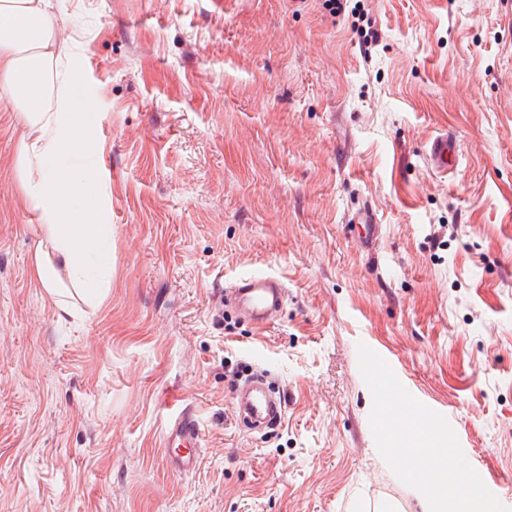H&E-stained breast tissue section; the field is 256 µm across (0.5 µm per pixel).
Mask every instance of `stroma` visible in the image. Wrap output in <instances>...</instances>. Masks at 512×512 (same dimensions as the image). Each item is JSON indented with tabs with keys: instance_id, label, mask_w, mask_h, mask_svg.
Instances as JSON below:
<instances>
[{
	"instance_id": "stroma-1",
	"label": "stroma",
	"mask_w": 512,
	"mask_h": 512,
	"mask_svg": "<svg viewBox=\"0 0 512 512\" xmlns=\"http://www.w3.org/2000/svg\"><path fill=\"white\" fill-rule=\"evenodd\" d=\"M52 2L112 272L68 315L36 279L0 90V512H429L377 450L361 342L512 485V0ZM256 270L286 288L260 327L224 303ZM255 375L287 400L266 433L234 412ZM183 404L186 474L161 444ZM457 153L455 141L447 133L435 138L429 148V161L432 169L440 174L448 172V157ZM202 442L197 415L189 406H181L169 420L163 435V448L176 471L189 473L197 468L203 456Z\"/></svg>"
}]
</instances>
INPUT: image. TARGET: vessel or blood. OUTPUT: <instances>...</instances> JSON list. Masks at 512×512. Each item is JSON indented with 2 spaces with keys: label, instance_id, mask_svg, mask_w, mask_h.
Segmentation results:
<instances>
[{
  "label": "vessel or blood",
  "instance_id": "vessel-or-blood-1",
  "mask_svg": "<svg viewBox=\"0 0 512 512\" xmlns=\"http://www.w3.org/2000/svg\"><path fill=\"white\" fill-rule=\"evenodd\" d=\"M456 153V143L448 135L435 138L429 148L432 169L440 174L447 173L448 160ZM230 296L239 310L262 326L281 308L284 291L279 280L254 274L240 279ZM237 407L257 426L263 427L281 422L286 400L267 394L256 382L240 395ZM202 442L203 434L197 415L190 407H180L169 420L163 435V446L176 471L189 473L197 468L203 455Z\"/></svg>",
  "mask_w": 512,
  "mask_h": 512
}]
</instances>
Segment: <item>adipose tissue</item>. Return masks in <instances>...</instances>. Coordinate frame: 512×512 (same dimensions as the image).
Wrapping results in <instances>:
<instances>
[{
    "instance_id": "obj_1",
    "label": "adipose tissue",
    "mask_w": 512,
    "mask_h": 512,
    "mask_svg": "<svg viewBox=\"0 0 512 512\" xmlns=\"http://www.w3.org/2000/svg\"><path fill=\"white\" fill-rule=\"evenodd\" d=\"M67 52L47 0H0V85L27 127L15 164L43 233L34 273L50 294L65 276L97 297L110 274L112 229L102 221L104 185L92 162L96 122L76 96L74 71L60 64Z\"/></svg>"
}]
</instances>
